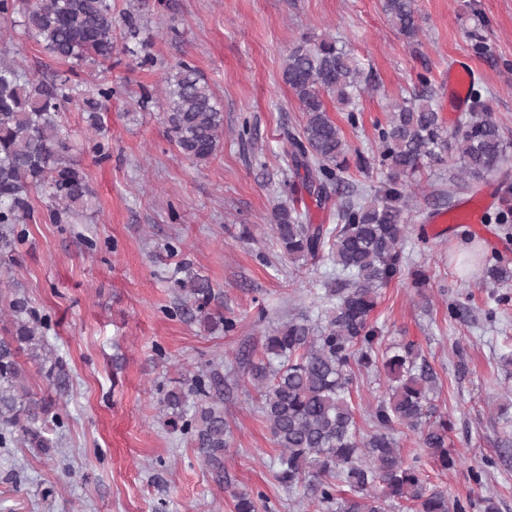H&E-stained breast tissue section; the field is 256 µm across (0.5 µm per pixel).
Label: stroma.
<instances>
[{"label": "stroma", "mask_w": 512, "mask_h": 512, "mask_svg": "<svg viewBox=\"0 0 512 512\" xmlns=\"http://www.w3.org/2000/svg\"><path fill=\"white\" fill-rule=\"evenodd\" d=\"M420 30L394 29L384 0H112L119 48L109 64L80 71L90 88L108 81L119 91L102 114L104 134L80 105L63 122L90 194L70 224L23 225L24 242L0 263V281L18 282L65 364L69 386L47 387L25 363L33 392L62 419L51 436L53 456L16 444L0 447V512H234L231 490L262 494L268 512H307L277 482L278 453L259 412L241 354L259 350L289 318L317 317L324 284L336 270L325 258L291 262L272 237L274 206L310 207L318 224H339L338 201L316 208L308 193L288 195L285 129L304 114L282 80L296 45L336 38L361 63L371 84L356 101V122L329 105L353 156L341 178L354 203L383 189L390 172L378 162V130L392 106L427 78L444 126L469 117L452 112L441 82L458 61L475 72V88L512 143V0H414ZM141 20L127 34V15ZM13 42L28 73L65 74L19 26L0 23V47ZM195 66L224 109L216 155L198 165L170 139L163 79L179 62ZM251 135L240 138L242 123ZM106 159L92 151L98 139ZM448 164L412 179L404 219L401 272L383 289L371 315L380 345L413 344L437 375L433 402L452 423L449 442L459 463L444 472L414 435L402 453L418 459L429 483L453 499L497 498L512 512V442L499 405L512 402V378L499 366L512 351V282L499 286L506 304L489 298L487 268L512 263V179L489 176L454 184ZM495 194L481 224H428L429 214L475 195ZM208 279L215 306L235 317V332L207 330L181 310L182 268ZM424 285H415L416 272ZM202 369L224 377V416L232 431L227 483L203 469L190 436L167 427L162 399ZM481 470L474 481L472 470Z\"/></svg>", "instance_id": "obj_1"}]
</instances>
